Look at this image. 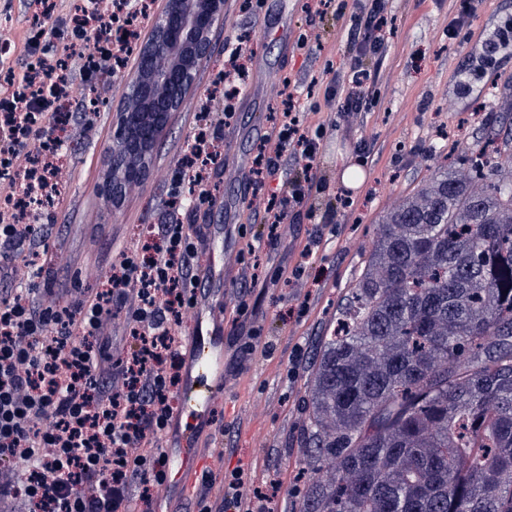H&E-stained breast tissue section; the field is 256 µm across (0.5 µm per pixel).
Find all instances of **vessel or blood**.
I'll return each mask as SVG.
<instances>
[{"instance_id":"obj_1","label":"vessel or blood","mask_w":512,"mask_h":512,"mask_svg":"<svg viewBox=\"0 0 512 512\" xmlns=\"http://www.w3.org/2000/svg\"><path fill=\"white\" fill-rule=\"evenodd\" d=\"M226 238L223 225L207 224L202 229V247L211 261L192 306L195 331L185 343L184 368L170 420L175 443L168 452V469L159 486L165 495L175 490L193 494L213 460L201 429L224 407V332L218 305L224 298V282L233 274L219 257Z\"/></svg>"}]
</instances>
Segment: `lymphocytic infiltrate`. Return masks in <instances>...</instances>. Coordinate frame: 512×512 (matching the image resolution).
Here are the masks:
<instances>
[{"label":"lymphocytic infiltrate","mask_w":512,"mask_h":512,"mask_svg":"<svg viewBox=\"0 0 512 512\" xmlns=\"http://www.w3.org/2000/svg\"><path fill=\"white\" fill-rule=\"evenodd\" d=\"M45 15L63 16L72 37L63 43L28 44L25 54L51 59L50 76L35 65L15 74L5 89L13 107L7 122L15 133L7 150L18 165L9 184H20L28 204L41 209L60 194L39 165L37 148L56 149L47 137L59 121L78 115L46 117L48 95L69 81L71 66L99 64L98 39L110 33L99 12V0H82L79 9L61 15L57 0H31ZM392 18L386 0H372L359 14L351 36L362 55L382 56ZM250 41L239 36L224 56L223 120L235 115V103L247 78ZM185 141L180 165H192L191 182L173 174L170 196L190 195L213 205L212 179L217 168L214 147L220 132L210 113ZM275 149L260 148L248 178L252 199L261 201L266 242L274 244L278 229L312 194L323 193L319 174L322 128L304 125L293 95L274 113ZM290 155L295 168L280 193H268L267 180ZM49 224L0 223V512H131L129 488L139 485L143 507H150L165 473L167 453L161 445L172 413V400L184 365L183 318L200 284L201 251L192 225L171 214L158 225L157 243L148 257L139 251L120 253L101 276L97 288L61 289L44 303L37 288L17 285L19 261L47 243ZM124 315V343L113 348L102 333L107 318ZM198 512H275L273 499L253 485L247 469L237 466L224 477L219 501L200 498Z\"/></svg>","instance_id":"obj_1"}]
</instances>
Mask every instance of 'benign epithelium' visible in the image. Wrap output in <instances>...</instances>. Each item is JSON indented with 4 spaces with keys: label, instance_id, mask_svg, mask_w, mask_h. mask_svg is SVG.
<instances>
[{
    "label": "benign epithelium",
    "instance_id": "obj_1",
    "mask_svg": "<svg viewBox=\"0 0 512 512\" xmlns=\"http://www.w3.org/2000/svg\"><path fill=\"white\" fill-rule=\"evenodd\" d=\"M227 0H164L149 23L112 109V142L100 193L119 208L128 189L153 167L157 141L195 92L201 65L211 56V33L224 24Z\"/></svg>",
    "mask_w": 512,
    "mask_h": 512
}]
</instances>
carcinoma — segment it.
<instances>
[{
  "mask_svg": "<svg viewBox=\"0 0 512 512\" xmlns=\"http://www.w3.org/2000/svg\"><path fill=\"white\" fill-rule=\"evenodd\" d=\"M452 152L314 354L296 512H512V136Z\"/></svg>",
  "mask_w": 512,
  "mask_h": 512,
  "instance_id": "carcinoma-1",
  "label": "carcinoma"
}]
</instances>
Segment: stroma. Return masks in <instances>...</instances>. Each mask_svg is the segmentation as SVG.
Returning a JSON list of instances; mask_svg holds the SVG:
<instances>
[{
	"label": "stroma",
	"instance_id": "stroma-1",
	"mask_svg": "<svg viewBox=\"0 0 512 512\" xmlns=\"http://www.w3.org/2000/svg\"><path fill=\"white\" fill-rule=\"evenodd\" d=\"M307 0H260L241 11L231 0L224 24L213 33V60L224 56L225 45L238 34L254 29L259 44L250 64V81L236 101V115L224 127V167L215 176V206L186 211L187 224H226L233 231L224 261L236 265L235 277L224 285V415L211 428L221 441L212 468L252 466L255 485L279 482L277 512H293L296 474L303 454L305 389L320 336L326 335L366 258L361 246L373 238L377 224L392 199L413 190L429 174L422 153L444 140L467 139L484 145L490 131L512 125V112L481 113L480 102L493 95L512 94V49L494 46L492 36L512 20V0H472L470 15L457 38L448 27L456 17L454 0H388L392 34L383 60L360 56L348 41V29L357 11L355 0H334L324 17L309 15ZM31 17L19 0H0V30L11 33L12 67L26 64L23 53ZM361 58L372 73V105L343 116L339 101L329 95L325 69L344 75L352 59ZM127 71H120L102 94L107 100L92 128L76 127L65 140L61 155L63 186L46 223L55 231L49 241L54 258L45 267L48 276L36 279L31 269L17 271L19 281L35 280L38 287L92 288L113 257L132 249V228L156 225L167 218L169 181L181 149L195 122L198 97H191L174 118L154 150L153 173L126 195L119 211H112L100 195V183L110 143V112L122 92ZM292 92L298 113L311 127L325 125L320 142V170L329 188L314 200L315 215L300 211L279 230L276 245L257 252L259 275L291 267L319 224H335L325 234L304 274L291 286L254 288L248 302L256 312L253 325L272 344L271 357H238L234 338L241 328L235 321L237 290L249 268L239 262L248 238L262 230L261 217L248 210L250 196L240 159H253L259 144L273 137L271 109L285 92ZM361 164L363 179L345 184L347 167ZM350 195L354 204L334 210L337 196ZM305 315H298L299 303ZM307 357L297 370L289 358L295 346Z\"/></svg>",
	"mask_w": 512,
	"mask_h": 512
}]
</instances>
